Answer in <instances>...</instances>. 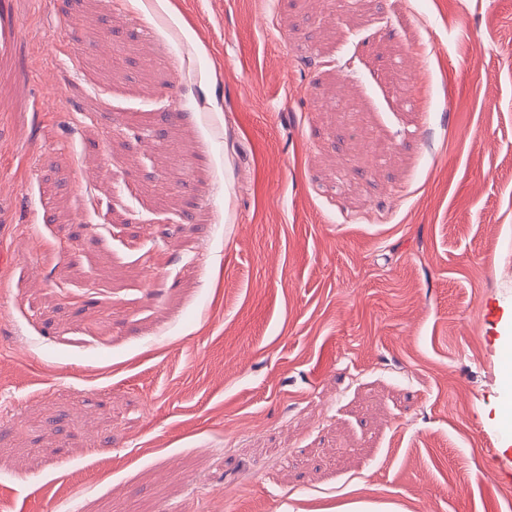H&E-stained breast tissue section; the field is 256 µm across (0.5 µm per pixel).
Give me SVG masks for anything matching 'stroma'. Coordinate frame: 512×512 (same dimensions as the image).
Returning a JSON list of instances; mask_svg holds the SVG:
<instances>
[{
  "label": "stroma",
  "mask_w": 512,
  "mask_h": 512,
  "mask_svg": "<svg viewBox=\"0 0 512 512\" xmlns=\"http://www.w3.org/2000/svg\"><path fill=\"white\" fill-rule=\"evenodd\" d=\"M0 512H512V0H0Z\"/></svg>",
  "instance_id": "1"
}]
</instances>
